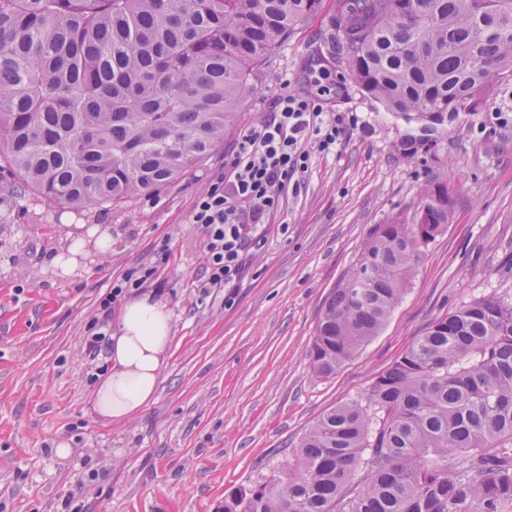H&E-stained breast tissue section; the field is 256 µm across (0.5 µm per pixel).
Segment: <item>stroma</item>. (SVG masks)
I'll list each match as a JSON object with an SVG mask.
<instances>
[{
	"label": "stroma",
	"mask_w": 512,
	"mask_h": 512,
	"mask_svg": "<svg viewBox=\"0 0 512 512\" xmlns=\"http://www.w3.org/2000/svg\"><path fill=\"white\" fill-rule=\"evenodd\" d=\"M332 0L261 62L224 147L154 195L112 209H63L20 191L0 197V512H224V497L271 474L330 408L363 400L437 318L480 298L512 302V128L485 113L442 127L435 159L401 155L408 128L336 61ZM337 83L326 111L357 118L341 145L313 153L299 195L284 199L233 295L202 294L204 238L189 217L226 173L239 130L285 94L311 95L312 73ZM447 180L445 231L422 250L378 336L335 374L308 363L324 302L377 225L411 219L431 175ZM112 227L106 255L68 277L50 263L70 227ZM173 314L157 394L124 424L97 414L101 373L83 338L98 299L134 267ZM69 457L55 454L59 445Z\"/></svg>",
	"instance_id": "35a3bbf8"
}]
</instances>
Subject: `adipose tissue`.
<instances>
[{
	"label": "adipose tissue",
	"instance_id": "adipose-tissue-1",
	"mask_svg": "<svg viewBox=\"0 0 512 512\" xmlns=\"http://www.w3.org/2000/svg\"><path fill=\"white\" fill-rule=\"evenodd\" d=\"M88 235V240H76L68 253L53 256L52 262L62 275L79 270L77 256L86 242H93L100 253L109 250L111 225H94ZM171 341L172 315L165 304L146 294L124 305L117 330L110 337V369L95 391V406L102 416L121 423L154 400Z\"/></svg>",
	"mask_w": 512,
	"mask_h": 512
}]
</instances>
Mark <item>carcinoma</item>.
I'll return each instance as SVG.
<instances>
[{
  "mask_svg": "<svg viewBox=\"0 0 512 512\" xmlns=\"http://www.w3.org/2000/svg\"><path fill=\"white\" fill-rule=\"evenodd\" d=\"M322 0H0V179L64 208L155 193L223 145L250 76ZM341 62L362 93L440 127L512 77V0H335ZM448 182L379 224L332 289L307 352L320 377L375 336L421 247L447 227ZM512 503V303L436 319L372 382L318 418L274 474L224 512H501Z\"/></svg>",
  "mask_w": 512,
  "mask_h": 512,
  "instance_id": "obj_1",
  "label": "carcinoma"
}]
</instances>
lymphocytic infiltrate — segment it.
Here are the masks:
<instances>
[{
    "label": "lymphocytic infiltrate",
    "mask_w": 512,
    "mask_h": 512,
    "mask_svg": "<svg viewBox=\"0 0 512 512\" xmlns=\"http://www.w3.org/2000/svg\"><path fill=\"white\" fill-rule=\"evenodd\" d=\"M356 123V117L324 112L312 98L287 94L268 117L240 132L228 175L200 193L191 213L205 239L203 291L237 287L265 239L270 215L284 197L300 193L313 152L334 151ZM156 274V268L135 267L113 280L98 303L104 317ZM103 319L93 320L83 340L92 361L104 356L109 345Z\"/></svg>",
    "instance_id": "1"
}]
</instances>
